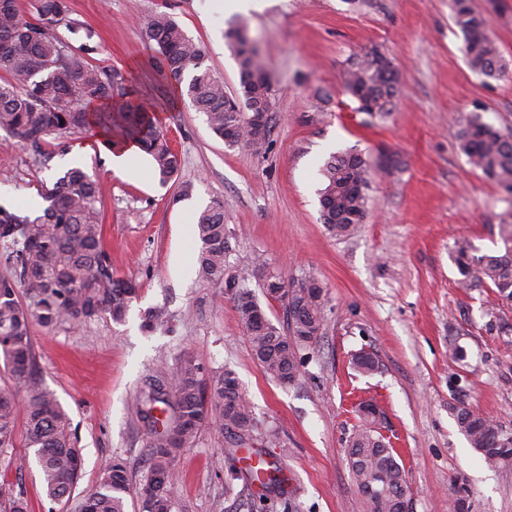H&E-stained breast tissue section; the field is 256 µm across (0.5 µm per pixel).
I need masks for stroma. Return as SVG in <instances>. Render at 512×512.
Returning <instances> with one entry per match:
<instances>
[{"label":"stroma","mask_w":512,"mask_h":512,"mask_svg":"<svg viewBox=\"0 0 512 512\" xmlns=\"http://www.w3.org/2000/svg\"><path fill=\"white\" fill-rule=\"evenodd\" d=\"M72 15L95 31L93 64L130 74V99L163 104L159 118L182 159L190 197L154 178L113 175L94 140L58 139L46 163L0 131V204L40 208L42 185L80 164L102 185L104 236L116 276L140 284L123 324L99 319L69 328L33 329L34 375L64 411L83 450V475L69 504L51 505L24 430L0 456V484L23 491L31 512H74L103 466L123 459L132 483L145 474L148 434L134 397L157 370L173 371L184 346L207 369L233 370L259 429H273L267 455L280 461L297 512H366L344 454L359 420L352 404L373 399L394 441L411 489L412 512H448L468 497L472 512H512V469L488 467L459 431L453 406L466 404L512 433V306L482 284L462 288L456 239L477 254L503 252L499 222L506 192L473 169L460 149L467 117L512 131V0H471L507 69L497 79L475 73L463 50L450 0H258L255 9L224 0H68ZM157 11L170 13L206 49L227 93L239 91L224 39L244 24L272 78L275 120L266 146L226 147L205 117L152 70L142 30ZM378 48L393 63L399 92L390 112H358L344 90L349 59ZM355 150L370 163L398 154L401 166L373 172L367 217L347 237L319 217L320 170L330 156ZM224 202L230 272L268 261L285 279L310 277L324 290L325 322L303 351L296 381L283 385L254 360L232 300L219 282L196 279L190 259L197 212ZM165 307L151 333L142 312ZM373 352L377 371L359 373L352 358ZM224 435L202 427L177 458L175 512H247L242 481Z\"/></svg>","instance_id":"35a3bbf8"}]
</instances>
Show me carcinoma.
I'll use <instances>...</instances> for the list:
<instances>
[{
	"label": "carcinoma",
	"mask_w": 512,
	"mask_h": 512,
	"mask_svg": "<svg viewBox=\"0 0 512 512\" xmlns=\"http://www.w3.org/2000/svg\"><path fill=\"white\" fill-rule=\"evenodd\" d=\"M456 26L464 38L471 67L487 78L505 73L499 51L485 19L468 0H451ZM84 32L85 41L63 47L60 29ZM94 31L71 17L68 0H34L23 12L18 0H0V131L20 146L48 158L44 146L66 134L103 130L108 140L134 142L149 156L151 172L163 186L178 178L181 159L159 128L156 110L127 100L130 77L121 68L90 62ZM152 68L174 85L209 129L229 148L249 145L251 130L241 112L229 103L224 82L205 65L204 47L188 36L166 12L154 13L143 28ZM239 71L237 98L245 103L259 96L270 99L266 69L258 50L250 46L245 27L233 23L225 31ZM384 57L372 48L349 63L345 91L358 103L357 111L372 117L389 111L398 87L395 70L378 63ZM462 152L470 164L512 195V134L477 116L466 120L459 133ZM372 166L354 152L331 156L323 168L320 217L339 236L354 233L366 217V190ZM44 207L22 214L0 205V256L19 271V278L0 275V356L13 385L0 389V455L14 447L18 409H23L27 447L40 468L43 491L53 503L70 498L82 471V452L68 430L67 418L53 394L33 378V328L76 326L108 318L125 321L138 295L133 279L114 275L103 243L100 204L102 188L81 166L67 168L52 186H43ZM198 251L196 276L222 281L246 330L252 353L263 370L283 382L299 373L300 351L312 347L325 321L322 287L312 278L286 281L257 257L253 268L231 273L226 264L229 245L224 227V202L213 200L193 222ZM501 254H473L462 240L454 262L468 288L489 284L504 306H512V211L499 224ZM259 280L264 296L284 307L286 328L275 326L245 283ZM167 321L161 307L142 314V327L153 330ZM136 413L149 433L147 474L139 483V512H174V462L191 447L204 425L225 434L230 450L258 455L259 466L242 471L262 489V498H279L292 512L282 469L254 448L258 441L276 444L267 431L257 436V422L231 369L212 374L190 349L183 350L174 373L152 377L135 397ZM165 419L156 417V412ZM459 431L470 447L494 467L512 468V436L486 414L464 405L454 407ZM380 419L364 416V424L348 435L345 454L351 478L364 496L367 512H399L400 500L410 498L402 465L388 437L377 429ZM129 492L127 466L110 461L100 472L98 487L76 506V512H126ZM9 512H29L23 492L0 485V501Z\"/></svg>",
	"instance_id": "carcinoma-1"
}]
</instances>
